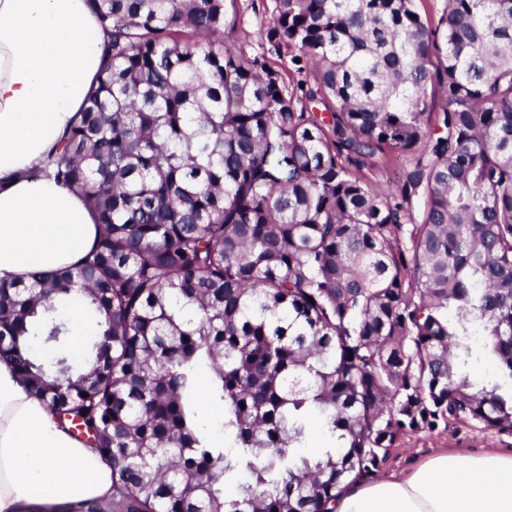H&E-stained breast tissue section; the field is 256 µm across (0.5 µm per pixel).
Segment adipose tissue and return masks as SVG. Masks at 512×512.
Here are the masks:
<instances>
[{"instance_id":"ef3b65f1","label":"adipose tissue","mask_w":512,"mask_h":512,"mask_svg":"<svg viewBox=\"0 0 512 512\" xmlns=\"http://www.w3.org/2000/svg\"><path fill=\"white\" fill-rule=\"evenodd\" d=\"M104 40L88 0H0V281L75 264L95 243L82 200L33 170L94 90ZM116 493L110 461L0 362V512H81ZM334 512H512V450L434 455L347 488Z\"/></svg>"}]
</instances>
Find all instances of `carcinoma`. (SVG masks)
Instances as JSON below:
<instances>
[{
	"label": "carcinoma",
	"instance_id": "cac0c4a2",
	"mask_svg": "<svg viewBox=\"0 0 512 512\" xmlns=\"http://www.w3.org/2000/svg\"><path fill=\"white\" fill-rule=\"evenodd\" d=\"M239 2L89 0L98 85L33 171L98 238L0 282V360L112 460L120 499L87 512H333L403 434L512 435V0L436 22L416 0H275L292 83L224 45ZM396 152L415 162L382 194ZM77 297L97 326L79 363Z\"/></svg>",
	"mask_w": 512,
	"mask_h": 512
}]
</instances>
